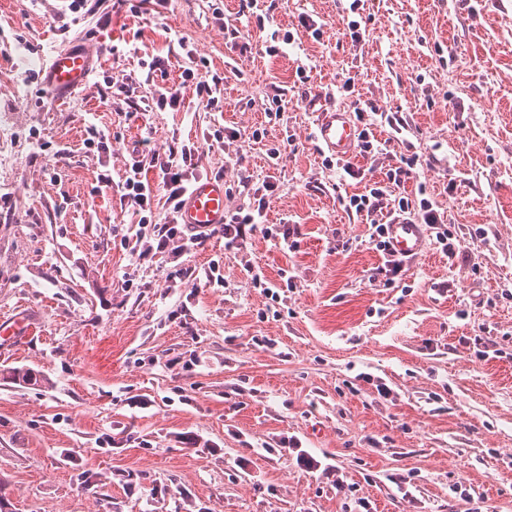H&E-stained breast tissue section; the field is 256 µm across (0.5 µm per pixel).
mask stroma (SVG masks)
<instances>
[{
  "mask_svg": "<svg viewBox=\"0 0 512 512\" xmlns=\"http://www.w3.org/2000/svg\"><path fill=\"white\" fill-rule=\"evenodd\" d=\"M350 3L272 11L258 0L245 19L238 0H164L108 19L0 0V113L14 115L0 143V317L37 319L0 351L5 512H354L358 496L372 512H453L462 489L512 512V0H362L356 44L344 35ZM304 18L322 24L321 40ZM241 25L243 56L226 34ZM78 41L100 54L86 88L28 82ZM157 54L167 85L193 62L223 77V111H206L191 84L179 110H148L143 63ZM300 65L311 69L303 102ZM114 82L127 95L113 96ZM277 87L283 123L269 126ZM327 100L406 113L407 131L376 136L391 162L417 157L409 187H426L448 225L476 230L461 241L466 261L433 250L394 284L369 283L381 256L340 203L360 186L325 166L313 137ZM216 125L238 137L205 151L200 176H223L229 209L248 207L230 167L241 160L252 188H271L268 223L303 236L293 253L260 236L244 252L211 238L181 262H218L223 284L172 288L168 260L132 259L124 240L138 217L99 176L124 181L135 142L164 153ZM287 132L294 142L270 166ZM248 262L273 283L294 267V288L267 298ZM442 281L450 291L432 290ZM486 326L506 358H477ZM21 369L36 383L15 379ZM292 437L354 495L302 472L282 445ZM392 473L407 475L404 488Z\"/></svg>",
  "mask_w": 512,
  "mask_h": 512,
  "instance_id": "stroma-1",
  "label": "stroma"
}]
</instances>
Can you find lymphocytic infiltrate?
<instances>
[{
    "label": "lymphocytic infiltrate",
    "mask_w": 512,
    "mask_h": 512,
    "mask_svg": "<svg viewBox=\"0 0 512 512\" xmlns=\"http://www.w3.org/2000/svg\"><path fill=\"white\" fill-rule=\"evenodd\" d=\"M355 114L361 125L357 140V151L363 159H374L383 152L373 123L368 122L371 114L379 115L381 123L399 132L406 128L404 113L379 112L374 103L356 104ZM205 144V143H204ZM204 144L182 143L169 148L167 154H159L143 146H135L131 153L132 174L121 185L120 201L139 214L140 229L129 252L136 259L164 255L177 259L192 250L204 247L213 237L226 239L228 246L247 249L255 236H263L274 241L280 249L295 251L301 227L297 224H264L267 201L258 198L256 208L248 213L235 210L228 212L224 225L208 231L195 233L180 224L179 214L187 190L197 177ZM158 169L161 178L158 182L143 179L145 167ZM343 170L359 180L362 190L348 196V213L363 217L370 224V241L376 251L381 252L383 262L374 267L370 280L392 284L403 269V259L393 257L386 240L385 216L393 214L416 218L420 223L434 229L432 245L448 259H456L461 249L454 241V234L444 222V214L436 209L432 200L407 192L406 186L412 180L410 168L399 163H388L380 168L379 177L367 176L364 168L352 162L342 164ZM164 196L167 214L160 217L154 211L157 196Z\"/></svg>",
    "instance_id": "1"
}]
</instances>
